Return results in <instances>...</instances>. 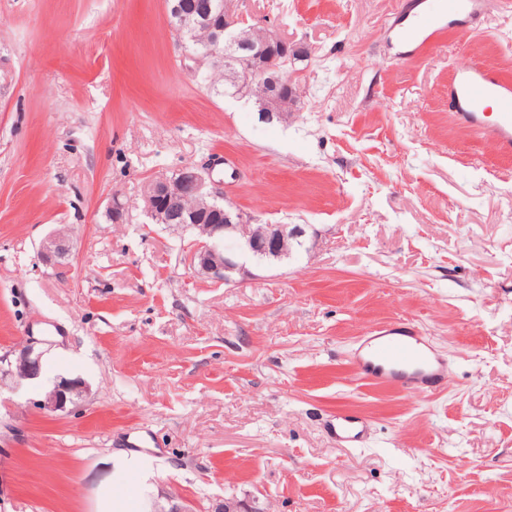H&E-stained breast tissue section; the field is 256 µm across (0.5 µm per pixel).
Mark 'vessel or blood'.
Here are the masks:
<instances>
[{"label": "vessel or blood", "instance_id": "vessel-or-blood-1", "mask_svg": "<svg viewBox=\"0 0 512 512\" xmlns=\"http://www.w3.org/2000/svg\"><path fill=\"white\" fill-rule=\"evenodd\" d=\"M486 0H441L438 12L421 11L418 27L402 34L404 43L423 46L459 16L478 17ZM451 104L457 116L474 129L493 138L501 151L512 153V82L481 64L458 70L450 87ZM494 102L495 112L485 113V102ZM355 364L360 375L377 386H396L423 393L443 384L448 370L427 337L412 325L382 326L362 339ZM329 431L338 441L355 443L362 439L366 425L362 418L339 414L331 417Z\"/></svg>", "mask_w": 512, "mask_h": 512}]
</instances>
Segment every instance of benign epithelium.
<instances>
[{
  "mask_svg": "<svg viewBox=\"0 0 512 512\" xmlns=\"http://www.w3.org/2000/svg\"><path fill=\"white\" fill-rule=\"evenodd\" d=\"M175 27L180 31L194 30L203 25L200 16L182 11L180 5L170 6ZM240 19L233 5L225 3L224 36L231 45L238 46L243 53L236 62L246 68L251 77V88L255 103L266 110L263 120L287 123L294 116L292 98L276 94L279 87L292 88V81L285 73L290 52L288 44L271 33L253 26L239 27ZM184 59L193 62L195 70L202 68H229L224 52L212 50L204 56L190 55ZM194 199L195 206L186 207L185 201ZM224 200L220 183L210 174L195 165H186L173 176H159L151 181L150 190L144 195V211L155 224H164L177 231H190L194 240L189 250L193 271L215 283L236 282V276L246 272L247 264L265 259L281 261L288 258L295 247L301 245L305 228L300 224H272L263 222L254 215L237 208L224 210V223L206 224L202 211L214 209ZM251 224H259L256 233L247 232ZM71 252L69 238L55 235L44 245L45 260H64ZM41 355L33 347L25 346L15 358L0 357V376L10 375L19 380H33L40 375ZM87 391L86 384L78 379L57 382L39 401L41 409L48 412L64 411L67 404L75 402ZM212 512H269L258 500H240L226 497Z\"/></svg>",
  "mask_w": 512,
  "mask_h": 512,
  "instance_id": "benign-epithelium-1",
  "label": "benign epithelium"
}]
</instances>
